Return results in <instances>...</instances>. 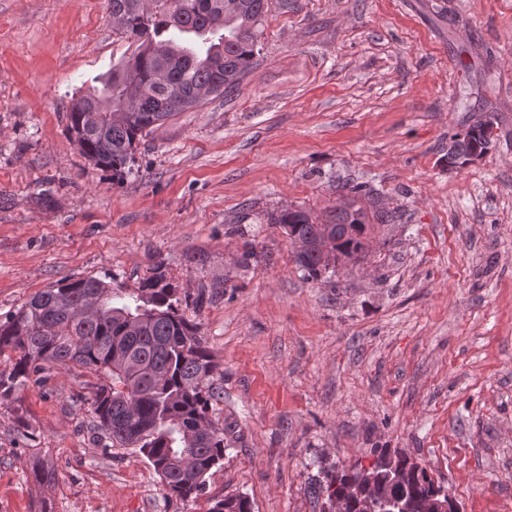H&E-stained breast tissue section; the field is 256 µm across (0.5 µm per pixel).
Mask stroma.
Masks as SVG:
<instances>
[{
    "mask_svg": "<svg viewBox=\"0 0 512 512\" xmlns=\"http://www.w3.org/2000/svg\"><path fill=\"white\" fill-rule=\"evenodd\" d=\"M133 51L103 0H0V315L160 274L219 366L228 450L195 501L90 428L96 379L0 400V512H322L321 468L415 458L462 512H512V0H269L237 90L175 116L122 180L68 131ZM493 148L448 166L481 116ZM364 183L393 223L309 276L268 213L325 220Z\"/></svg>",
    "mask_w": 512,
    "mask_h": 512,
    "instance_id": "obj_1",
    "label": "stroma"
}]
</instances>
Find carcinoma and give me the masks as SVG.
Listing matches in <instances>:
<instances>
[{
	"label": "carcinoma",
	"mask_w": 512,
	"mask_h": 512,
	"mask_svg": "<svg viewBox=\"0 0 512 512\" xmlns=\"http://www.w3.org/2000/svg\"><path fill=\"white\" fill-rule=\"evenodd\" d=\"M106 13L134 51L100 78L102 87L71 100L68 130L93 167L121 179L131 172L135 148L169 119L220 96L250 73L259 53L268 0H105ZM490 123L478 119L450 136L448 166L486 141ZM350 202L326 223L386 224L392 215L377 206L373 190L347 183ZM371 204L372 209L361 205ZM266 223L313 241L320 225L300 209L267 215ZM308 275L327 271L314 249L296 258ZM15 353L10 372H0V399L29 385L48 368H84L97 376L91 401L94 429L104 447L134 449L145 456L168 494L183 501L206 493L207 475L224 460V427L213 420L220 392L217 365L197 326L181 309L177 289L160 276L133 291L96 277L62 281L0 317V356ZM319 490L347 497L357 469L320 471ZM451 500L424 467L394 482L378 474L371 495L381 512H403L429 495ZM209 512H252L249 499L226 495Z\"/></svg>",
	"instance_id": "1"
}]
</instances>
